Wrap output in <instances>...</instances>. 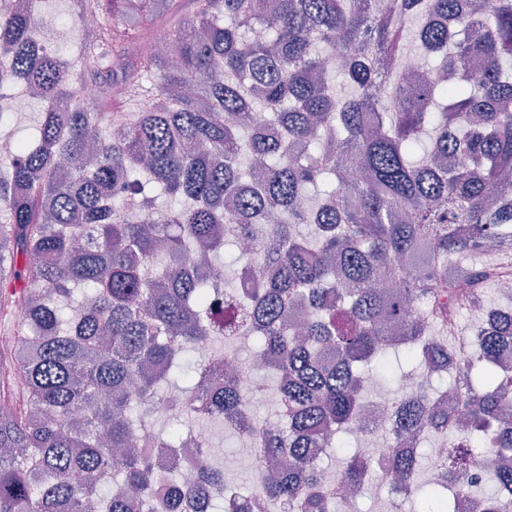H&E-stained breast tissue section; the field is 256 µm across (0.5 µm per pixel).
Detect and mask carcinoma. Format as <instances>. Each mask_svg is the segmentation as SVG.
<instances>
[{
  "mask_svg": "<svg viewBox=\"0 0 512 512\" xmlns=\"http://www.w3.org/2000/svg\"><path fill=\"white\" fill-rule=\"evenodd\" d=\"M26 2L0 0V96L19 83L43 105L0 168V512H129L133 493L141 512H336L313 449L358 424L389 350L425 378L466 359L467 436L417 483L401 444L448 440L447 391L422 382L394 394L397 451L354 453L344 482L379 469L426 512L460 492L512 512V467L484 495L475 452L512 458V306L485 303L512 277V0H71L73 62ZM409 19L441 56L417 78L395 67ZM157 27L170 41L145 59ZM226 224L258 248L230 291L209 274ZM238 336L274 375L275 429L225 372ZM166 385L185 431L158 428ZM228 420L275 462L251 494L213 450L189 481L156 465Z\"/></svg>",
  "mask_w": 512,
  "mask_h": 512,
  "instance_id": "cac0c4a2",
  "label": "carcinoma"
}]
</instances>
